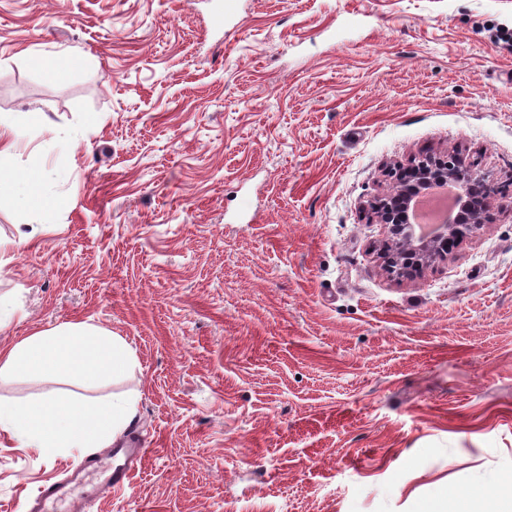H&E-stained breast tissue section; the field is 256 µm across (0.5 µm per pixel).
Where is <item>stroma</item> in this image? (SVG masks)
<instances>
[{
	"label": "stroma",
	"mask_w": 512,
	"mask_h": 512,
	"mask_svg": "<svg viewBox=\"0 0 512 512\" xmlns=\"http://www.w3.org/2000/svg\"><path fill=\"white\" fill-rule=\"evenodd\" d=\"M0 0V165L65 209L0 203V347L62 323L135 352L148 448L94 512H419L512 474V0ZM83 57L53 80L28 58ZM460 150L496 219L416 280L369 202ZM87 451L0 435V512ZM19 145L15 121L9 117L0 116V163L11 157Z\"/></svg>",
	"instance_id": "obj_1"
}]
</instances>
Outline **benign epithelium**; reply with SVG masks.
I'll return each mask as SVG.
<instances>
[{"instance_id":"1","label":"benign epithelium","mask_w":512,"mask_h":512,"mask_svg":"<svg viewBox=\"0 0 512 512\" xmlns=\"http://www.w3.org/2000/svg\"><path fill=\"white\" fill-rule=\"evenodd\" d=\"M407 172L409 176L402 186L370 202L369 208L375 223L388 226L389 240L378 253L383 270L390 274L397 264L401 266L403 278L415 280L428 267L448 261V244L463 243L491 222L490 206L480 209L472 197L474 189L486 191L490 183L488 175L475 162L459 153L446 160L424 158ZM448 183L459 190L458 218L451 224L441 225L434 237L416 239L410 222L413 200L433 186Z\"/></svg>"}]
</instances>
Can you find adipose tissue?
<instances>
[{
	"label": "adipose tissue",
	"mask_w": 512,
	"mask_h": 512,
	"mask_svg": "<svg viewBox=\"0 0 512 512\" xmlns=\"http://www.w3.org/2000/svg\"><path fill=\"white\" fill-rule=\"evenodd\" d=\"M135 365L134 353L120 337L81 322H68L0 348V381L21 376L116 380ZM135 405L131 395L93 405L57 396L23 403L0 400V432L48 456L72 448H107L129 424ZM420 512H512V494L497 497L476 490L466 501L442 498Z\"/></svg>",
	"instance_id": "ef3b65f1"
}]
</instances>
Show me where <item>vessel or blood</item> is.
I'll list each match as a JSON object with an SVG mask.
<instances>
[{
    "label": "vessel or blood",
    "mask_w": 512,
    "mask_h": 512,
    "mask_svg": "<svg viewBox=\"0 0 512 512\" xmlns=\"http://www.w3.org/2000/svg\"><path fill=\"white\" fill-rule=\"evenodd\" d=\"M146 456V449L136 442L115 444L102 454L86 458L69 479L43 486L34 498L19 505L18 512H86L88 504L77 493L84 477L97 476L103 492H119L129 485Z\"/></svg>",
    "instance_id": "b4317fda"
}]
</instances>
